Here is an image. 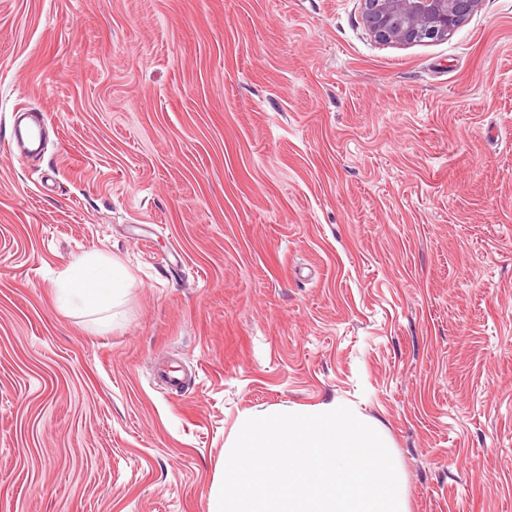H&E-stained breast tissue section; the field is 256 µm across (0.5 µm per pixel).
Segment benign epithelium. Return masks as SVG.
Masks as SVG:
<instances>
[{
	"instance_id": "1",
	"label": "benign epithelium",
	"mask_w": 512,
	"mask_h": 512,
	"mask_svg": "<svg viewBox=\"0 0 512 512\" xmlns=\"http://www.w3.org/2000/svg\"><path fill=\"white\" fill-rule=\"evenodd\" d=\"M362 17L381 43L412 44L445 38L478 8L481 0H362Z\"/></svg>"
}]
</instances>
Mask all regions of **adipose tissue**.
<instances>
[{
  "label": "adipose tissue",
  "instance_id": "ef3b65f1",
  "mask_svg": "<svg viewBox=\"0 0 512 512\" xmlns=\"http://www.w3.org/2000/svg\"><path fill=\"white\" fill-rule=\"evenodd\" d=\"M126 275L115 261L89 254L73 263L56 284L58 303L92 316L93 326L112 321V309L121 304Z\"/></svg>",
  "mask_w": 512,
  "mask_h": 512
}]
</instances>
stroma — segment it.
<instances>
[{
  "label": "stroma",
  "instance_id": "stroma-1",
  "mask_svg": "<svg viewBox=\"0 0 512 512\" xmlns=\"http://www.w3.org/2000/svg\"><path fill=\"white\" fill-rule=\"evenodd\" d=\"M361 14L0 0V512H207L243 416L337 399L407 512H512V0ZM88 254L128 274L97 332L55 300ZM362 17L381 43L412 44L445 38L478 8L481 0H362Z\"/></svg>",
  "mask_w": 512,
  "mask_h": 512
}]
</instances>
